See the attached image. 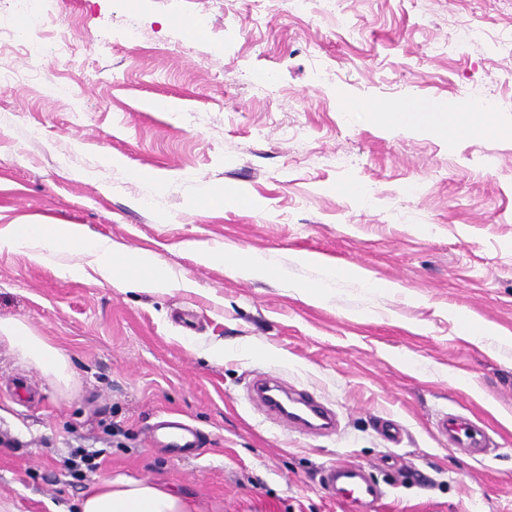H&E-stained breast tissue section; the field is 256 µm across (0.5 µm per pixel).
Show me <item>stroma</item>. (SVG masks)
<instances>
[{"label":"stroma","mask_w":512,"mask_h":512,"mask_svg":"<svg viewBox=\"0 0 512 512\" xmlns=\"http://www.w3.org/2000/svg\"><path fill=\"white\" fill-rule=\"evenodd\" d=\"M129 2L49 0L83 43L73 57L0 23V65L42 76L0 82V228L75 224L195 287L117 288L0 250V320L75 373L60 387L0 345V512H75L116 476L201 512H345L319 486L332 462L367 468L381 512H512V344H476L448 315L512 335V0H138L136 42L122 36ZM462 97L492 105L501 133H444ZM361 100L433 122L381 127L350 110ZM206 188L250 201L193 208ZM190 241L269 255L294 286L201 264ZM304 254L398 289L343 279L313 303L303 288L322 272ZM272 370L317 394L336 431L267 419L250 388ZM443 411L473 420L488 452L439 436ZM167 416L200 432L194 458L154 446ZM79 449L98 466L74 476L63 462Z\"/></svg>","instance_id":"35a3bbf8"}]
</instances>
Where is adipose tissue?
<instances>
[{"label": "adipose tissue", "instance_id": "1", "mask_svg": "<svg viewBox=\"0 0 512 512\" xmlns=\"http://www.w3.org/2000/svg\"><path fill=\"white\" fill-rule=\"evenodd\" d=\"M451 127L457 134H494L499 127L494 114L468 99H456L449 107ZM0 248L24 253L42 262L70 256L63 271L80 275L85 263L95 264L101 277L116 287L132 283L140 288H193L192 280L176 276L156 256L148 253L114 251L105 237H89L72 224H15L0 231ZM200 261L220 264L232 275L283 276L281 266L259 253H238L235 247L194 246ZM0 344L18 357L39 367L58 384L68 386L75 375L67 358L43 337L18 320L0 321ZM197 503L177 495L163 484L118 476L94 484L80 500L78 512H198Z\"/></svg>", "mask_w": 512, "mask_h": 512}]
</instances>
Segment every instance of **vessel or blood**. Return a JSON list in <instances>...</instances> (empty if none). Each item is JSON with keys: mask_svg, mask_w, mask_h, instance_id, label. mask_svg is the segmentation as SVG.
Returning a JSON list of instances; mask_svg holds the SVG:
<instances>
[{"mask_svg": "<svg viewBox=\"0 0 512 512\" xmlns=\"http://www.w3.org/2000/svg\"><path fill=\"white\" fill-rule=\"evenodd\" d=\"M257 405L268 415L292 423L295 430L330 431L336 426L335 416L312 394L297 390L277 375H264L256 385ZM438 433L457 448H475L479 432L469 422L454 414L439 413ZM162 452L175 460L195 455L199 433L196 428L178 420H163L150 431ZM321 488L350 512H375L384 497L383 491L371 479L366 467L356 463L330 464L323 468Z\"/></svg>", "mask_w": 512, "mask_h": 512, "instance_id": "1", "label": "vessel or blood"}]
</instances>
